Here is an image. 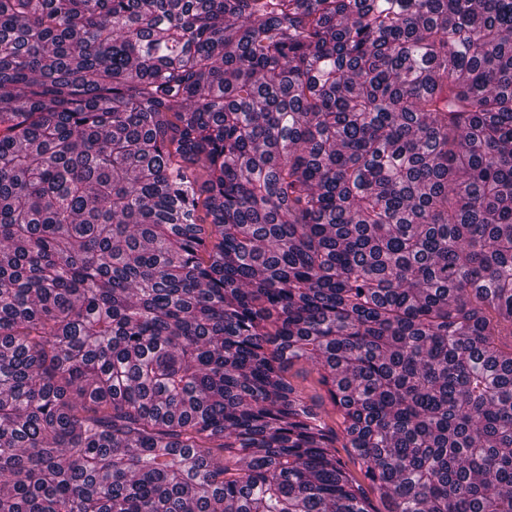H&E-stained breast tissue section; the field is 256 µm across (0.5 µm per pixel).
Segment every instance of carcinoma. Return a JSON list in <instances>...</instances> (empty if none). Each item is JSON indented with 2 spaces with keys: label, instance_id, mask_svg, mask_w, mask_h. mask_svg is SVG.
Returning <instances> with one entry per match:
<instances>
[{
  "label": "carcinoma",
  "instance_id": "cac0c4a2",
  "mask_svg": "<svg viewBox=\"0 0 512 512\" xmlns=\"http://www.w3.org/2000/svg\"><path fill=\"white\" fill-rule=\"evenodd\" d=\"M374 497L512 512V0H0V512ZM288 378L302 393L309 404L314 403L317 405L325 422L330 427L336 429V433L339 437L337 451L341 458L347 462L350 467H353V450L351 448H341L345 444V441L336 420L334 407L327 397L325 388L319 382V374L316 367L311 362L302 360L290 367L288 370Z\"/></svg>",
  "mask_w": 512,
  "mask_h": 512
}]
</instances>
